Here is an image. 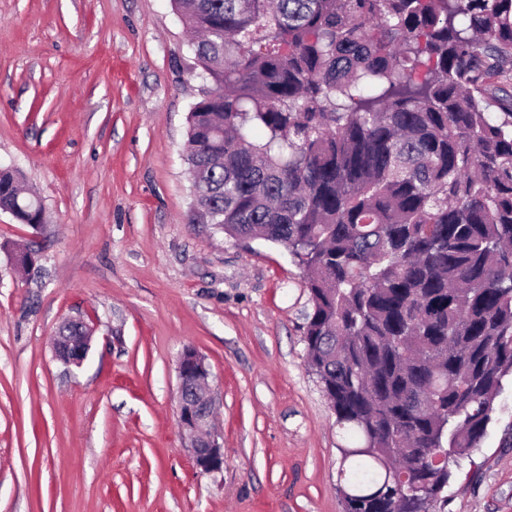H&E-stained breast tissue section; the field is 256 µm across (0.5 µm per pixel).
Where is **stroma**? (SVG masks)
<instances>
[{
	"label": "stroma",
	"mask_w": 512,
	"mask_h": 512,
	"mask_svg": "<svg viewBox=\"0 0 512 512\" xmlns=\"http://www.w3.org/2000/svg\"><path fill=\"white\" fill-rule=\"evenodd\" d=\"M170 0H0V167L46 221L0 210V512H344L343 439L287 250L188 221V113L202 84ZM38 254L18 272L16 246ZM93 320L81 366L55 359ZM210 369L224 465L198 474L178 361ZM447 512H512V385Z\"/></svg>",
	"instance_id": "stroma-1"
}]
</instances>
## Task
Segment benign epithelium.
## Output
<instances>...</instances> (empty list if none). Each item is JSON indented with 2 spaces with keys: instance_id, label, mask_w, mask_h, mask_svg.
<instances>
[{
  "instance_id": "1",
  "label": "benign epithelium",
  "mask_w": 512,
  "mask_h": 512,
  "mask_svg": "<svg viewBox=\"0 0 512 512\" xmlns=\"http://www.w3.org/2000/svg\"><path fill=\"white\" fill-rule=\"evenodd\" d=\"M79 335L71 336L59 328L53 338L57 359L66 365L80 366L91 345L92 329L78 318ZM178 423L184 447L188 448L193 467L199 474H209L222 468L224 448L220 435L212 427L214 399L209 387L210 372L204 358L191 346L182 351L178 363Z\"/></svg>"
}]
</instances>
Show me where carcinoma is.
Wrapping results in <instances>:
<instances>
[{
  "label": "carcinoma",
  "mask_w": 512,
  "mask_h": 512,
  "mask_svg": "<svg viewBox=\"0 0 512 512\" xmlns=\"http://www.w3.org/2000/svg\"><path fill=\"white\" fill-rule=\"evenodd\" d=\"M188 223L288 249L345 512H446L512 377V0H172ZM0 168V210L44 207Z\"/></svg>",
  "instance_id": "obj_1"
}]
</instances>
